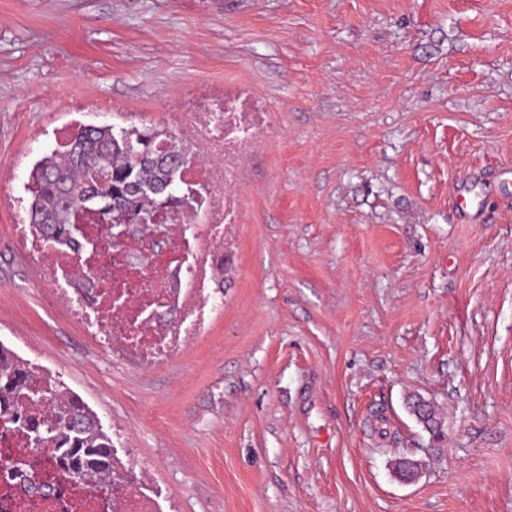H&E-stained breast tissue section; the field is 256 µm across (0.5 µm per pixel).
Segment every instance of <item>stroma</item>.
Returning a JSON list of instances; mask_svg holds the SVG:
<instances>
[{"instance_id": "1", "label": "stroma", "mask_w": 512, "mask_h": 512, "mask_svg": "<svg viewBox=\"0 0 512 512\" xmlns=\"http://www.w3.org/2000/svg\"><path fill=\"white\" fill-rule=\"evenodd\" d=\"M224 81L271 108L224 310L141 370L12 226L72 113L168 131ZM0 344L123 430L172 512H512V0H0ZM409 405L411 412L429 433L436 437L441 435V422L436 418L434 407L429 402L415 396Z\"/></svg>"}]
</instances>
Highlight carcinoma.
I'll use <instances>...</instances> for the list:
<instances>
[{"label":"carcinoma","instance_id":"cac0c4a2","mask_svg":"<svg viewBox=\"0 0 512 512\" xmlns=\"http://www.w3.org/2000/svg\"><path fill=\"white\" fill-rule=\"evenodd\" d=\"M162 133L150 129H120L83 125L66 146L53 148L34 165L29 182L39 187L33 195L30 223L54 241L77 244L80 213L94 209L114 221L142 205L143 195H166L176 187L185 154L155 152ZM35 371L0 344V421L27 432L34 448L53 447L61 452L69 473L82 481L112 471V440L102 431L87 406L47 373L42 388L29 392ZM52 401L49 416L35 421L28 402ZM411 412L432 435H441L434 407L417 397Z\"/></svg>","mask_w":512,"mask_h":512}]
</instances>
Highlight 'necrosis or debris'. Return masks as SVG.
Masks as SVG:
<instances>
[{
    "label": "necrosis or debris",
    "mask_w": 512,
    "mask_h": 512,
    "mask_svg": "<svg viewBox=\"0 0 512 512\" xmlns=\"http://www.w3.org/2000/svg\"><path fill=\"white\" fill-rule=\"evenodd\" d=\"M178 130L160 138L157 150H185L180 173L183 206L168 205L162 223L129 228L114 245L110 225L84 212L79 250L47 239L19 223L15 235L33 260L38 281L52 289L105 351H123L142 368L167 364L190 341L204 335L224 309L215 283L224 274V228L239 221L236 174L244 150L270 125L267 100L251 87L201 86L170 114ZM91 272L89 292L75 288L78 274ZM33 478L53 486L49 498L30 495L11 479L17 462ZM134 458L113 456L111 497L74 482L57 452L30 447L22 430L0 422V512H162L157 493L139 478Z\"/></svg>",
    "instance_id": "necrosis-or-debris-1"
}]
</instances>
